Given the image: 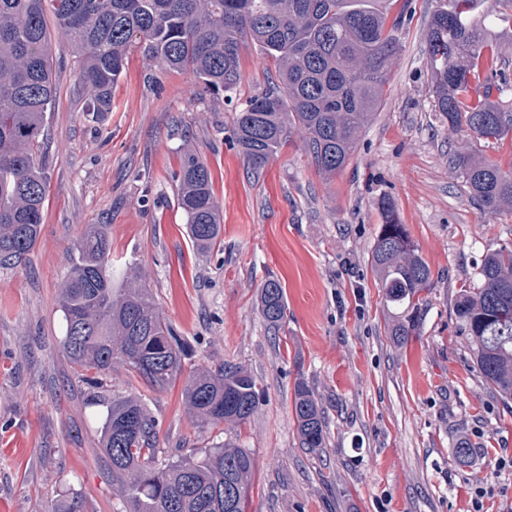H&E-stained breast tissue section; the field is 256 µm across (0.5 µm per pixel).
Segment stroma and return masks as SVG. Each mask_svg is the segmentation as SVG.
Listing matches in <instances>:
<instances>
[{
  "label": "stroma",
  "mask_w": 512,
  "mask_h": 512,
  "mask_svg": "<svg viewBox=\"0 0 512 512\" xmlns=\"http://www.w3.org/2000/svg\"><path fill=\"white\" fill-rule=\"evenodd\" d=\"M434 0H390L405 14L401 50L383 101L335 178L318 174L299 139L260 173L234 140L236 112L270 76L244 48L232 96L211 94L189 71L160 69L133 52L107 120L71 49L53 42L57 93L47 114L45 176L51 195L24 265L0 269V500L9 512H44L64 491L88 512H124L101 451L105 410L91 404V373L60 346L59 285L87 225H107L112 279L141 272L189 347L175 384L151 395L162 458L216 442L249 449L258 484L247 512H512V402L484 383L453 312L488 249L512 245V214L480 211L454 153L512 166V140L452 134L435 110L424 48ZM485 33L512 72V0H495ZM208 165L224 234L194 250L177 205L183 146ZM390 197L429 263L408 342L387 334L389 313L369 255ZM287 298L280 328L256 300L268 278ZM228 362L256 382L258 407L240 427H200L183 389L196 372ZM305 377L322 404L326 448H300L291 394ZM467 441L472 455L455 461Z\"/></svg>",
  "instance_id": "35a3bbf8"
}]
</instances>
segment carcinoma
Wrapping results in <instances>:
<instances>
[{
	"label": "carcinoma",
	"instance_id": "obj_1",
	"mask_svg": "<svg viewBox=\"0 0 512 512\" xmlns=\"http://www.w3.org/2000/svg\"><path fill=\"white\" fill-rule=\"evenodd\" d=\"M388 0H0V269L24 263L38 242L47 180L38 162L46 113L56 96L47 17L55 21L81 67L93 112L112 111V89L133 49L168 70H188L205 87L228 93L238 85L240 54L252 45L268 59L277 82L236 112V144L255 172L297 136L319 173L346 167L359 135L382 101L393 58L401 49L403 14L389 17ZM487 0H436L424 56L435 110L448 129L487 142L512 135V103L489 100L512 88L496 47L476 24ZM471 197L490 216L512 213V169L467 154L452 159ZM178 206L193 248L206 252L221 235L223 213L206 163L187 149L179 157ZM370 265L386 306L397 310L389 335L402 342L416 331L420 294L434 280L429 264L389 197ZM59 303L62 349L82 371L121 362L152 392L165 391L182 370L183 345L140 276L112 284L107 225L90 224L75 246ZM263 320L278 328L287 303L277 279L258 295ZM454 313L486 385L512 401V248L488 251L475 282L462 289ZM201 426L240 425L255 411L256 383L242 367L222 363L194 375L184 388ZM106 408L102 450L112 486L126 512H246L254 489L252 453L232 443L161 461L158 424L140 395H101ZM292 411L300 447H326L324 411L308 382L296 378ZM48 512H86L67 491Z\"/></svg>",
	"mask_w": 512,
	"mask_h": 512
}]
</instances>
